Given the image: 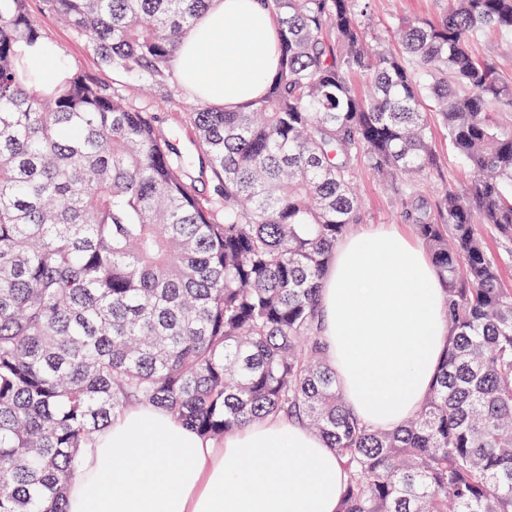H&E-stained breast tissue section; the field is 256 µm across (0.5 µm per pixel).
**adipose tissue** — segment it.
Here are the masks:
<instances>
[{
	"label": "adipose tissue",
	"mask_w": 512,
	"mask_h": 512,
	"mask_svg": "<svg viewBox=\"0 0 512 512\" xmlns=\"http://www.w3.org/2000/svg\"><path fill=\"white\" fill-rule=\"evenodd\" d=\"M279 64L261 0H211L182 39L178 81L227 109L261 97ZM320 306L327 356L367 425L399 426L422 405L446 348L443 284L397 230L349 236ZM344 474L306 426L268 418L213 440L162 409L134 406L102 429L68 486L66 512H336Z\"/></svg>",
	"instance_id": "1"
}]
</instances>
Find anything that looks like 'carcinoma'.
<instances>
[{
    "instance_id": "carcinoma-1",
    "label": "carcinoma",
    "mask_w": 512,
    "mask_h": 512,
    "mask_svg": "<svg viewBox=\"0 0 512 512\" xmlns=\"http://www.w3.org/2000/svg\"><path fill=\"white\" fill-rule=\"evenodd\" d=\"M209 2L44 6L154 88ZM263 2L279 69L234 110L196 99L187 154L95 79L27 67L42 31L27 0H0V512H66L81 449L133 405L215 439L302 421L344 470L337 512H512V285L482 234L512 244V132L490 118L512 86L471 51L512 34V0L402 23V57L371 43L369 0ZM431 114L470 175L428 207ZM361 164L395 185L446 294L438 377L395 429L351 412L322 336Z\"/></svg>"
}]
</instances>
